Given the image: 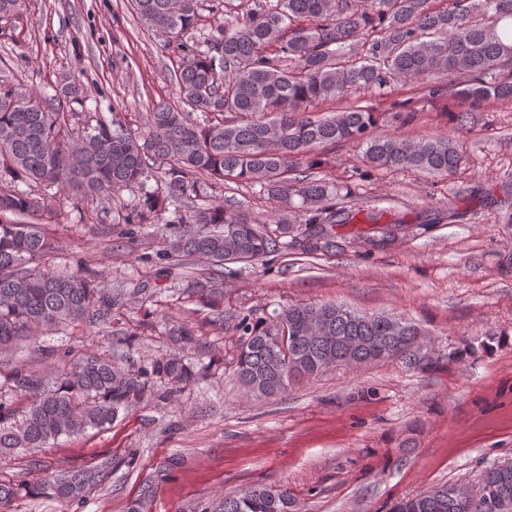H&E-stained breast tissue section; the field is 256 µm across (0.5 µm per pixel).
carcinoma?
I'll use <instances>...</instances> for the list:
<instances>
[{
	"label": "carcinoma",
	"mask_w": 512,
	"mask_h": 512,
	"mask_svg": "<svg viewBox=\"0 0 512 512\" xmlns=\"http://www.w3.org/2000/svg\"><path fill=\"white\" fill-rule=\"evenodd\" d=\"M26 2L0 0V21L21 14ZM199 2L129 0L141 25L179 49L178 100L152 105L140 127L97 112L63 111L84 102L81 83L68 76L52 96L0 83V351L39 328L110 327L112 310L122 305L120 286H103L83 263L70 270L31 266L55 248L44 225L67 216L48 206L53 188L71 189L76 210L131 191L123 218L129 235L148 216L171 212L162 256L202 257L222 277L234 274L237 253L258 261L295 244L281 241L293 228L287 215L268 224L232 196L214 200L213 192L229 183L258 185L285 209L299 198L308 252L338 246L329 228L359 218L377 226L379 237H364L374 247L393 240L403 220L384 222V213L369 209L336 210L338 187L319 175L320 148L351 145L368 169L451 175L464 162L451 137L373 135L376 112L316 114L308 105L358 88L382 95L398 80L456 102L461 126L487 100L512 102V32L503 27L512 20V0H448L438 10L430 0H255L244 13L224 0V24L207 35L204 50L180 40L197 28ZM237 329L234 375L257 397L331 367L384 359L432 364L411 320L342 304H297L271 325L244 317ZM151 375L174 382L190 377L176 357L135 374L94 352L63 354L52 384L16 367L7 381L28 407L18 418L0 401V449L43 448L62 435L110 426L144 397ZM99 474L77 469L28 489L0 482V510L24 490L77 498ZM505 501L509 508L502 511ZM396 509L512 512V461L492 463L471 482L404 498ZM202 512H295V500L286 488L251 486Z\"/></svg>",
	"instance_id": "carcinoma-1"
}]
</instances>
